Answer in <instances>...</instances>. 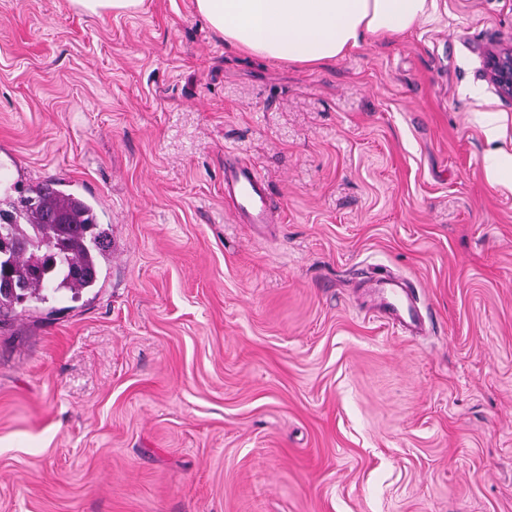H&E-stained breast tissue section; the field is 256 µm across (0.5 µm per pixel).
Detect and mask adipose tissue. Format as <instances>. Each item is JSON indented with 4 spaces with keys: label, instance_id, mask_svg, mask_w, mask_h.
Returning <instances> with one entry per match:
<instances>
[{
    "label": "adipose tissue",
    "instance_id": "adipose-tissue-1",
    "mask_svg": "<svg viewBox=\"0 0 512 512\" xmlns=\"http://www.w3.org/2000/svg\"><path fill=\"white\" fill-rule=\"evenodd\" d=\"M226 46L286 64L318 66L368 39L407 32L433 0H194Z\"/></svg>",
    "mask_w": 512,
    "mask_h": 512
}]
</instances>
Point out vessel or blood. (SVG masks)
I'll list each match as a JSON object with an SVG mask.
<instances>
[{
    "instance_id": "1",
    "label": "vessel or blood",
    "mask_w": 512,
    "mask_h": 512,
    "mask_svg": "<svg viewBox=\"0 0 512 512\" xmlns=\"http://www.w3.org/2000/svg\"><path fill=\"white\" fill-rule=\"evenodd\" d=\"M224 197L249 223L267 221V188L257 169L240 162L224 170ZM371 301L402 333H415L420 328L421 312L418 300L393 277L384 275L373 279Z\"/></svg>"
}]
</instances>
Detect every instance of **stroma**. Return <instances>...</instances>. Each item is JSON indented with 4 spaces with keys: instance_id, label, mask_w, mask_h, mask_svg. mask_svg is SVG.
<instances>
[{
    "instance_id": "35a3bbf8",
    "label": "stroma",
    "mask_w": 512,
    "mask_h": 512,
    "mask_svg": "<svg viewBox=\"0 0 512 512\" xmlns=\"http://www.w3.org/2000/svg\"><path fill=\"white\" fill-rule=\"evenodd\" d=\"M510 41L512 0H435L306 67L194 0H0V202L61 182L111 241L97 288L0 317V512H512ZM228 154L271 223L226 208ZM69 2L73 8L86 15L99 17L112 13L117 17L141 11L145 0H70ZM484 67L486 77L499 95L512 101V45L496 44L485 54ZM364 288H373L372 305L391 321L393 328L415 336L422 317L416 296L389 275L375 277Z\"/></svg>"
}]
</instances>
